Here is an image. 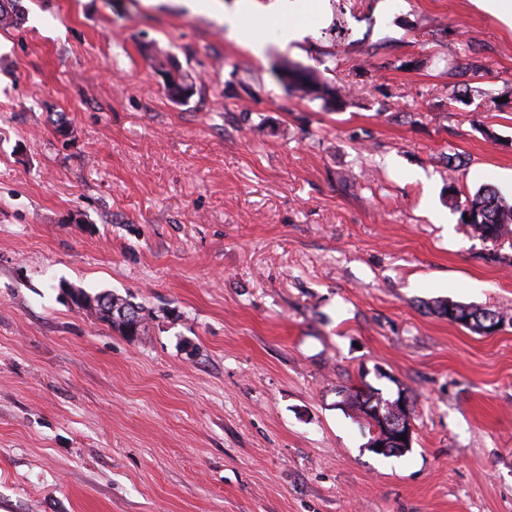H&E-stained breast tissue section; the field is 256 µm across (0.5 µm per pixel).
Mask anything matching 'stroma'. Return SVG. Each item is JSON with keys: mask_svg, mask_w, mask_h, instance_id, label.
<instances>
[{"mask_svg": "<svg viewBox=\"0 0 512 512\" xmlns=\"http://www.w3.org/2000/svg\"><path fill=\"white\" fill-rule=\"evenodd\" d=\"M222 3L261 55L185 0H21L0 28V512H512V248L448 206L512 202V27L473 0ZM71 287L154 319L120 335ZM364 384L412 402L408 452L367 450L341 406ZM276 75L289 90L313 95L322 100L323 106L329 110L341 107L348 97L346 90L330 85L315 67L288 61L282 64ZM431 303L432 310L439 316L445 317L451 323L460 324L479 335L490 334L488 325L485 323L488 314H495L503 319L498 312L470 304H461L449 300H435Z\"/></svg>", "mask_w": 512, "mask_h": 512, "instance_id": "obj_1", "label": "stroma"}]
</instances>
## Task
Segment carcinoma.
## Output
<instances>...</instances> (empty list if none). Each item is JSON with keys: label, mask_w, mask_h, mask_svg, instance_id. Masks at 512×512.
<instances>
[{"label": "carcinoma", "mask_w": 512, "mask_h": 512, "mask_svg": "<svg viewBox=\"0 0 512 512\" xmlns=\"http://www.w3.org/2000/svg\"><path fill=\"white\" fill-rule=\"evenodd\" d=\"M16 5L17 0H0L1 28L20 27L22 18ZM277 77L289 90L322 100L323 106L329 110L341 107L348 97L346 90L330 85L322 72L315 67L288 61L282 64ZM448 201L450 208L459 213V220L465 221V226L473 238L494 246L507 240L512 241V204L494 188L482 186L461 202L457 201L456 192L453 191ZM70 294L77 307L107 323L112 330L123 336L139 335L146 320L152 315L145 307L111 292L103 291L92 295L82 288H73ZM102 297L112 299V314H105L97 308V302ZM431 308L449 322L460 324L473 333L490 334L485 323L486 316L491 313L489 309L449 300H435ZM344 403L351 414L359 417L365 414L372 418L375 417L374 410L377 409L386 416L394 411L396 405V402L383 398L380 392L370 387L364 391L357 387L347 389ZM384 441L385 447L374 448L372 452L378 455L402 454L412 446V441L402 440L399 430H390Z\"/></svg>", "instance_id": "carcinoma-1"}]
</instances>
